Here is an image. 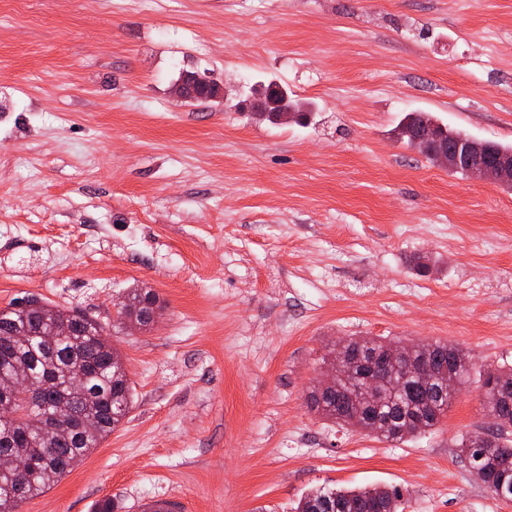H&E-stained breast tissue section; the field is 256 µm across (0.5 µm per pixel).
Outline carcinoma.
Listing matches in <instances>:
<instances>
[{
  "label": "carcinoma",
  "mask_w": 512,
  "mask_h": 512,
  "mask_svg": "<svg viewBox=\"0 0 512 512\" xmlns=\"http://www.w3.org/2000/svg\"><path fill=\"white\" fill-rule=\"evenodd\" d=\"M427 126L442 141L453 142L462 132L448 127L427 112H407L396 134ZM160 308L150 288H129L117 321L140 330L152 325L151 314ZM53 305L30 308L27 302L0 309V386L17 378H32L40 389L38 402L17 399L13 418L0 417V455L36 458V469L16 475L0 470V506L24 501L57 483L126 418L132 403L131 385L122 355L104 337L105 327L86 312L73 309L65 325L53 320ZM402 341L357 336L345 339L348 371L329 392L312 391V408L341 428L363 430L378 439L404 441L431 432L442 422L459 390L441 394L435 385L412 379L403 386L385 381L365 389L370 359L386 360ZM414 358L434 369L436 377H452L462 384L471 359L462 349L441 342L416 344ZM489 412L512 416V368L502 366L484 383ZM65 401L75 431L51 438L44 416ZM461 455L478 479L498 498L512 500V439L503 431L476 430L462 437ZM403 494L396 487L369 485L355 489L318 488L303 495L294 512H402Z\"/></svg>",
  "instance_id": "1"
}]
</instances>
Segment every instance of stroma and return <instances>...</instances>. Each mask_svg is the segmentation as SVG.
Here are the masks:
<instances>
[{
    "instance_id": "1",
    "label": "stroma",
    "mask_w": 512,
    "mask_h": 512,
    "mask_svg": "<svg viewBox=\"0 0 512 512\" xmlns=\"http://www.w3.org/2000/svg\"><path fill=\"white\" fill-rule=\"evenodd\" d=\"M195 73L224 102L177 100ZM269 81L308 123L254 120ZM408 112L512 145V0H0V308L83 309L133 393L23 512H292L371 484L404 512H512L459 457L491 423L481 372L512 364V191L398 141ZM137 285L162 318L113 328ZM351 336L470 353L439 429L384 442L311 410Z\"/></svg>"
}]
</instances>
